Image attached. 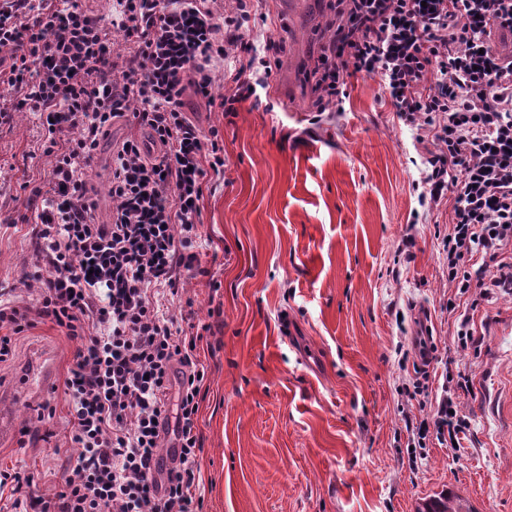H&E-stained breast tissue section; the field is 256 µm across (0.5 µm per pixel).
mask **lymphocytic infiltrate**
<instances>
[{
    "instance_id": "obj_1",
    "label": "lymphocytic infiltrate",
    "mask_w": 512,
    "mask_h": 512,
    "mask_svg": "<svg viewBox=\"0 0 512 512\" xmlns=\"http://www.w3.org/2000/svg\"><path fill=\"white\" fill-rule=\"evenodd\" d=\"M117 0L111 23L81 0H0V85L11 89L0 126L35 112L55 165L37 188L32 275L35 305L0 304V362L17 334L47 321L79 346L65 379L71 473L53 498L32 496L30 477L0 473L14 512H202L197 421L208 374L199 325L177 326L166 302L185 276L208 275L199 231L205 191L224 175L218 129L192 124L183 95L210 97L215 67L249 48L260 4L232 0ZM327 39L308 75L311 109H341L347 77L379 76L398 118L422 126L437 149L426 159L430 204L451 197L448 278L469 287L465 254L496 256L512 241V57L493 49L512 32V0H331ZM280 41L251 54L218 99L225 117L266 84ZM130 132L112 152L110 221L83 177L116 119ZM160 148L145 149L141 130ZM179 420L168 428L173 371ZM467 423L455 393L429 430L459 440ZM178 451L161 463L166 432Z\"/></svg>"
}]
</instances>
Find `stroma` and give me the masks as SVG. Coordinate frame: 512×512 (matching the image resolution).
Listing matches in <instances>:
<instances>
[{
	"mask_svg": "<svg viewBox=\"0 0 512 512\" xmlns=\"http://www.w3.org/2000/svg\"><path fill=\"white\" fill-rule=\"evenodd\" d=\"M250 40L287 51L261 106L234 120L185 92L189 120L218 127L224 178L202 203V256L210 276L186 279L169 305L178 325H208L200 358L208 393L198 426L203 512H417L453 492L470 512H512V242L496 260L475 252L448 281L452 201H424L427 132L398 120L376 76L348 78L342 111L314 115L306 75L321 52L328 0L300 15L264 0ZM118 120L84 177L110 218ZM54 163L40 121L15 113L0 127V282L4 300L35 303V188ZM430 314L433 357L416 380L418 309ZM469 331L473 346L458 340ZM78 341L48 322L16 336L0 363V401L16 430L0 470L33 475L34 495L59 489L73 452L64 380ZM455 387L469 422L459 448L436 432L412 447L410 423ZM53 418H45V407Z\"/></svg>",
	"mask_w": 512,
	"mask_h": 512,
	"instance_id": "stroma-1",
	"label": "stroma"
}]
</instances>
